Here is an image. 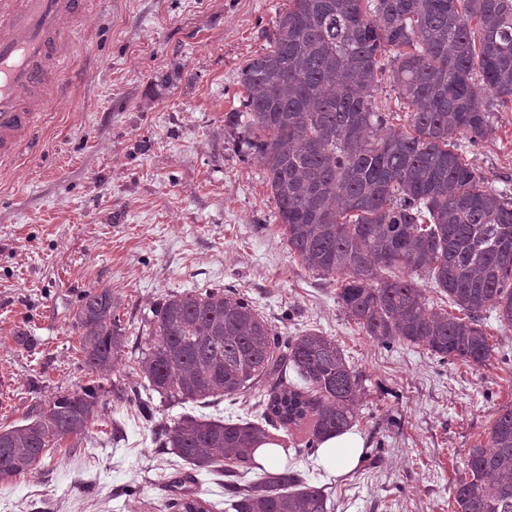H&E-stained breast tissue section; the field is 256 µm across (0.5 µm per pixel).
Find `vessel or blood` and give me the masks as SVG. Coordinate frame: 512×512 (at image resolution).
<instances>
[{"instance_id":"obj_1","label":"vessel or blood","mask_w":512,"mask_h":512,"mask_svg":"<svg viewBox=\"0 0 512 512\" xmlns=\"http://www.w3.org/2000/svg\"><path fill=\"white\" fill-rule=\"evenodd\" d=\"M101 0H0V158L20 154L53 104L74 21Z\"/></svg>"}]
</instances>
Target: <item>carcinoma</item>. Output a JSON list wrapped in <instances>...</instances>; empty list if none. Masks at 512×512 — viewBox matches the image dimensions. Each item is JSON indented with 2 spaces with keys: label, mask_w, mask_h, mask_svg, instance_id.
<instances>
[{
  "label": "carcinoma",
  "mask_w": 512,
  "mask_h": 512,
  "mask_svg": "<svg viewBox=\"0 0 512 512\" xmlns=\"http://www.w3.org/2000/svg\"><path fill=\"white\" fill-rule=\"evenodd\" d=\"M386 59L412 107L407 129L389 127L376 102ZM241 79L246 111L225 113L224 124L243 127L261 160L289 250L341 279L338 303L369 338L486 366L484 311L512 328V194L488 188L463 148L492 133L495 108L512 104V0H289ZM383 269L398 273L381 278ZM422 270L462 316L426 307L413 278ZM77 330L84 367L112 369L125 336L109 288L82 293ZM140 367L144 390L168 401L249 393L264 407L259 422L186 414L155 434L157 447L224 477L232 512H331L325 488L297 471L247 475L258 445L273 443L270 426L312 418L301 452L313 455L354 424L362 376L336 339L283 337L241 298L186 291L152 310ZM99 398L84 386L0 428V479L84 435ZM466 471L455 512H512V404L487 444L470 450ZM184 484L175 481L167 508L210 512Z\"/></svg>",
  "instance_id": "1"
}]
</instances>
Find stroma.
<instances>
[{
	"mask_svg": "<svg viewBox=\"0 0 512 512\" xmlns=\"http://www.w3.org/2000/svg\"><path fill=\"white\" fill-rule=\"evenodd\" d=\"M288 0H107L86 14L61 92L31 149L0 165V428L39 403L98 386V417L41 465L0 480V512H165L170 454L153 431L185 414L257 421L251 395L207 404L153 396L144 420L116 385L142 389L141 345L167 295L244 297L284 336L334 337L362 375L352 430L361 459L334 474L301 454L310 424L269 434L279 469L326 487L331 512H454L470 448L512 403V329H483L489 364L382 347L337 301L336 277L292 255L264 169L224 115L244 109V64L267 47ZM168 74V85H154ZM489 188L512 179V106L466 154ZM107 286L126 343L89 373L75 328L80 295Z\"/></svg>",
	"mask_w": 512,
	"mask_h": 512,
	"instance_id": "stroma-1",
	"label": "stroma"
}]
</instances>
